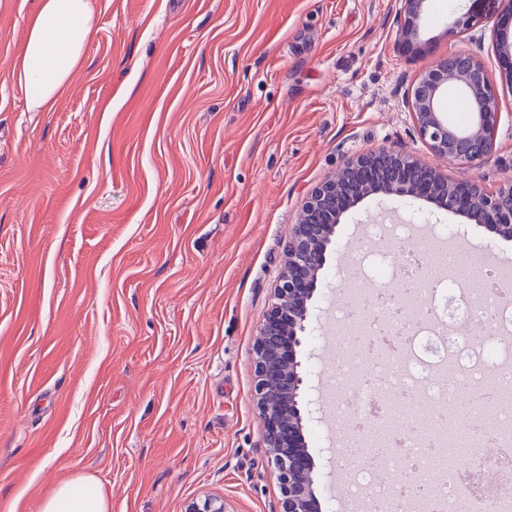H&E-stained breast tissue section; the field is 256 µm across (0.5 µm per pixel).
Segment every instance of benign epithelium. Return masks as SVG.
<instances>
[{"label":"benign epithelium","mask_w":512,"mask_h":512,"mask_svg":"<svg viewBox=\"0 0 512 512\" xmlns=\"http://www.w3.org/2000/svg\"><path fill=\"white\" fill-rule=\"evenodd\" d=\"M424 0H401L404 23L399 49L408 57L427 50L418 42ZM512 25V5L498 18L493 37L500 47L505 77L512 81V46L505 35ZM468 65L448 74L438 59L412 88L414 116L421 138L438 157L465 165L492 153L499 100L482 65L468 56ZM456 86L470 103L463 125L447 118L441 98ZM382 194L395 199L432 200L438 208L465 215L495 237L512 240V183L494 191L455 181L439 170L387 147L352 158L304 201L288 244V261L278 278L274 299L255 341L254 393L266 429V445L278 471L280 512H322L314 487L316 464L303 432L300 391L304 383L298 354L309 322V303L326 264L337 224L356 200Z\"/></svg>","instance_id":"7a95c632"}]
</instances>
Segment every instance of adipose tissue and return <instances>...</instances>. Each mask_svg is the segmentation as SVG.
Returning <instances> with one entry per match:
<instances>
[{
    "instance_id": "adipose-tissue-1",
    "label": "adipose tissue",
    "mask_w": 512,
    "mask_h": 512,
    "mask_svg": "<svg viewBox=\"0 0 512 512\" xmlns=\"http://www.w3.org/2000/svg\"><path fill=\"white\" fill-rule=\"evenodd\" d=\"M96 33L93 0H38L23 53L12 65L14 78L32 92L31 111L55 109ZM41 512H110V506L97 479L78 476L59 483Z\"/></svg>"
}]
</instances>
